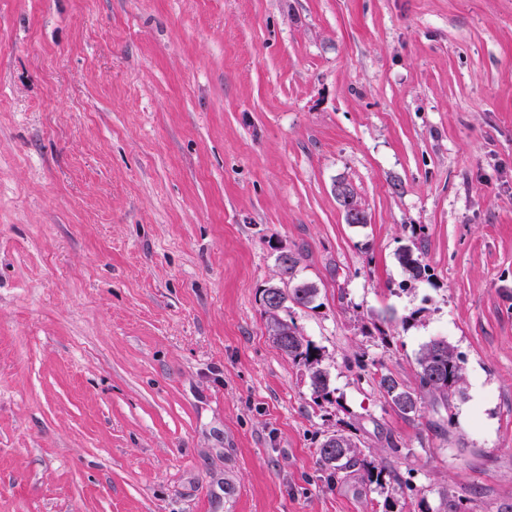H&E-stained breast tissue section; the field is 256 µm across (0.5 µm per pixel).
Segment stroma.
Masks as SVG:
<instances>
[{
    "label": "stroma",
    "mask_w": 512,
    "mask_h": 512,
    "mask_svg": "<svg viewBox=\"0 0 512 512\" xmlns=\"http://www.w3.org/2000/svg\"><path fill=\"white\" fill-rule=\"evenodd\" d=\"M283 250L318 404L261 302ZM433 339L465 396L403 419L380 374ZM339 429L398 482L330 483ZM445 494L512 512V0H0V512ZM398 260L411 280H419L427 274L428 266L422 264L419 255L415 256L410 248L402 249L398 253ZM297 264L298 261L293 256L292 264L289 265L287 269L288 276H284L283 278V282L288 288L277 286L280 297L277 307H270L266 303L265 295L269 288L264 289L262 302L274 343L295 364L305 368L312 393L315 396L314 399L316 402H319L320 399L329 400L330 396L328 371L323 365V357L321 353L302 336L293 321L288 322V320L281 318L279 315V312L287 307L285 305L286 303L310 308V305L313 304L317 298L318 290L313 284L298 280ZM288 281L294 283L296 281L299 283H295L297 286L294 284L288 285ZM298 286L301 288H298ZM286 332H288V335H282ZM312 354H315V357H312Z\"/></svg>",
    "instance_id": "1"
}]
</instances>
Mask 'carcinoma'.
Masks as SVG:
<instances>
[{"label": "carcinoma", "mask_w": 512, "mask_h": 512, "mask_svg": "<svg viewBox=\"0 0 512 512\" xmlns=\"http://www.w3.org/2000/svg\"><path fill=\"white\" fill-rule=\"evenodd\" d=\"M398 260L411 280H419L427 274L428 266L422 264L419 256L409 248L398 253ZM297 264L294 259L288 266V281L298 282V287L279 289L278 305L264 306V313L274 343L289 359L305 368L315 400H327L330 396L328 371L321 353L302 336L294 322L279 315L287 303L308 308L317 298L318 289L314 285L298 281ZM417 363L418 386L415 389L404 386L389 372L380 375L379 386L391 408L400 416L406 419L414 417L424 395L446 404L453 398L464 396L465 358L453 346L446 343L438 351L429 341L422 346ZM319 462L321 467L329 470L331 479L356 471L369 484L381 486L387 478L399 481L395 473L368 460L351 435L339 429L336 430V447H330L328 439L321 442Z\"/></svg>", "instance_id": "obj_1"}]
</instances>
